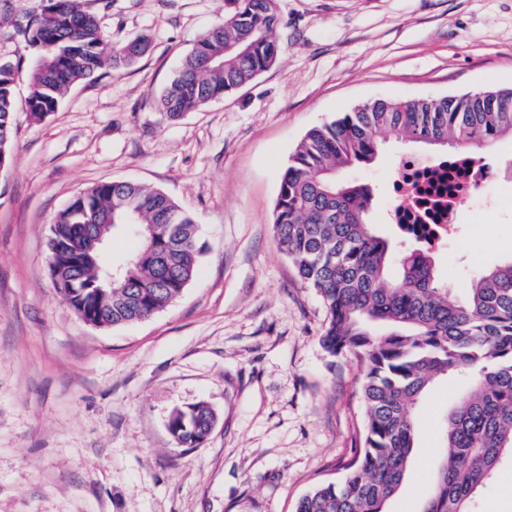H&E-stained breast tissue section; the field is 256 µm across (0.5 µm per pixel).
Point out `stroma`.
Returning <instances> with one entry per match:
<instances>
[{"label":"stroma","instance_id":"stroma-1","mask_svg":"<svg viewBox=\"0 0 512 512\" xmlns=\"http://www.w3.org/2000/svg\"><path fill=\"white\" fill-rule=\"evenodd\" d=\"M45 0H0V61L15 66L11 162L0 170V512H295L343 477L362 443L363 363L320 341L326 311L273 231L281 174L306 132L374 99L512 87V0H278L277 64L237 93L173 120L156 102L224 0H85L119 45L147 54L72 86L46 120L26 112L35 53L17 28ZM344 180L384 221L393 164L425 151L397 135ZM499 172L456 237L433 254L464 295L512 259V140L482 149ZM128 180L195 215L203 250L167 310L114 328L86 324L49 273L50 224L79 192ZM439 382L417 414L416 462L388 512H421L441 419L464 392ZM207 403L206 441L177 445L171 413ZM478 512H512V464Z\"/></svg>","mask_w":512,"mask_h":512}]
</instances>
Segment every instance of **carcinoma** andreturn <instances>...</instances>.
I'll return each mask as SVG.
<instances>
[{"instance_id": "carcinoma-1", "label": "carcinoma", "mask_w": 512, "mask_h": 512, "mask_svg": "<svg viewBox=\"0 0 512 512\" xmlns=\"http://www.w3.org/2000/svg\"><path fill=\"white\" fill-rule=\"evenodd\" d=\"M275 0H224V21L201 34L158 99L177 120L238 91L282 55L272 37ZM38 52L27 112L42 121L63 93L104 66L119 71L148 50L137 37L114 46L80 0H46L21 30ZM15 73L0 63V154L11 156ZM383 133L438 148L434 159L512 139V88L461 96L375 99L310 129L283 170L273 228L301 280L327 311L321 336L331 355L362 354L364 442L346 475L305 493L295 512H386L414 461L416 410L439 380L462 371L468 389L443 420L436 481L422 512H471L500 463L512 460V259L484 271L458 300L436 274L431 248L416 239L399 255L367 222L372 191L339 173L373 162ZM154 225L150 230L147 225ZM138 237L115 281L104 252L84 249L99 237ZM201 247L198 225L162 190L98 183L61 210L47 253L63 299L100 327L147 319L169 307L192 281ZM214 414L198 403L176 410L170 432L194 448Z\"/></svg>"}]
</instances>
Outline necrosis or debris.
I'll list each match as a JSON object with an SVG mask.
<instances>
[{
  "label": "necrosis or debris",
  "instance_id": "necrosis-or-debris-1",
  "mask_svg": "<svg viewBox=\"0 0 512 512\" xmlns=\"http://www.w3.org/2000/svg\"><path fill=\"white\" fill-rule=\"evenodd\" d=\"M498 184L494 167L473 152L397 160L389 182L390 220L413 238L443 245L463 215Z\"/></svg>",
  "mask_w": 512,
  "mask_h": 512
}]
</instances>
